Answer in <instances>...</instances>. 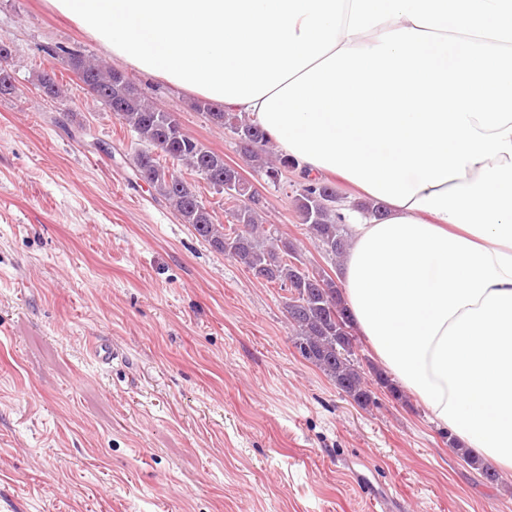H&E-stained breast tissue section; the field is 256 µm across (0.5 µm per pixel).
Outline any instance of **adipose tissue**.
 Listing matches in <instances>:
<instances>
[{"mask_svg": "<svg viewBox=\"0 0 512 512\" xmlns=\"http://www.w3.org/2000/svg\"><path fill=\"white\" fill-rule=\"evenodd\" d=\"M112 57L259 123L345 209L378 362L512 472V0H46Z\"/></svg>", "mask_w": 512, "mask_h": 512, "instance_id": "ef3b65f1", "label": "adipose tissue"}]
</instances>
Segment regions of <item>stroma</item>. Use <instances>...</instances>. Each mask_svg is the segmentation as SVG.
<instances>
[{
	"instance_id": "stroma-1",
	"label": "stroma",
	"mask_w": 512,
	"mask_h": 512,
	"mask_svg": "<svg viewBox=\"0 0 512 512\" xmlns=\"http://www.w3.org/2000/svg\"><path fill=\"white\" fill-rule=\"evenodd\" d=\"M18 88L0 95V512H371L350 468L404 512H512L413 396L363 409L292 341L287 293L215 252L139 181L143 144L49 49L126 73L259 187L311 269L295 171L267 184L197 97L109 56L46 6L0 0ZM55 71L74 111L46 99ZM98 339L119 357L96 365Z\"/></svg>"
}]
</instances>
